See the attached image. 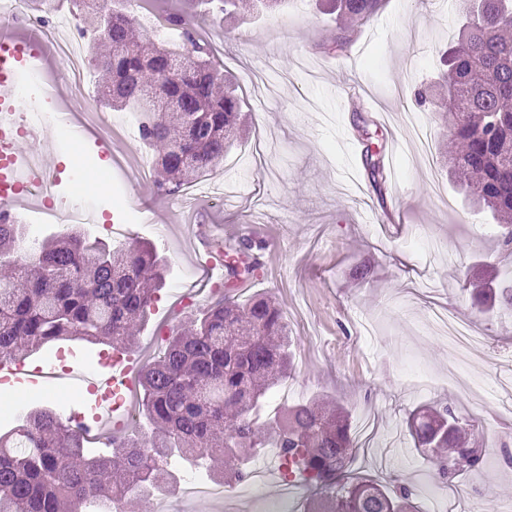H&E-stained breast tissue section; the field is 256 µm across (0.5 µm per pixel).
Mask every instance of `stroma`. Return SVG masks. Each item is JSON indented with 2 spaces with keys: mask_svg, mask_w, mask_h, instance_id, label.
Returning a JSON list of instances; mask_svg holds the SVG:
<instances>
[{
  "mask_svg": "<svg viewBox=\"0 0 512 512\" xmlns=\"http://www.w3.org/2000/svg\"><path fill=\"white\" fill-rule=\"evenodd\" d=\"M143 6L198 19L243 90V144L198 183L195 218L215 231L243 225L246 237L266 242L263 275L238 298L263 293L284 312L294 352L292 402L320 394L343 400L356 443L352 468L379 480L428 468L408 415L451 403L480 421L489 453L459 478L472 502L444 487L446 512H471L475 502L491 510L512 505V465L504 460L512 452V312L479 313L471 286L477 276L493 288L511 283L512 265L501 260L490 214L472 211L452 188L441 164L447 139L434 114L421 113L430 130L427 156L413 152L407 124L418 111L413 86L439 67V46L452 36V0H387L340 57L328 50L332 21L309 5L276 22L234 26L212 16L205 0ZM362 99L372 105L365 117L373 143L385 152L392 140L403 144L380 192L367 180L361 149L345 140L356 130L352 104ZM97 137L89 128L63 144L46 128L19 145L70 170L99 151ZM219 190L220 207L208 199ZM125 240L151 242L170 265L151 320L134 335L143 364L218 294L206 291L180 306V294L199 276L183 227L160 234L133 218ZM364 264L371 271L358 276ZM285 487L247 482L226 503L204 496L186 502L173 493L159 506L133 502L128 512H259L254 496L275 502Z\"/></svg>",
  "mask_w": 512,
  "mask_h": 512,
  "instance_id": "stroma-1",
  "label": "stroma"
}]
</instances>
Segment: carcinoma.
<instances>
[{
    "mask_svg": "<svg viewBox=\"0 0 512 512\" xmlns=\"http://www.w3.org/2000/svg\"><path fill=\"white\" fill-rule=\"evenodd\" d=\"M232 19L242 10L273 17L292 0H207ZM386 0H316L335 16L333 47L343 52ZM133 0H73L87 54L108 75L109 108L139 116L141 143L158 151L156 195H179L224 160L238 141L237 89L214 62L198 23L179 13L160 26L169 43L143 32ZM461 22L448 45L446 70L413 90L420 108L449 128L450 173L497 221L500 243L512 244V0H456ZM370 184L383 190L382 150L366 148ZM27 225L0 218V358H24L61 341L131 345L165 283L166 265L149 242L111 246L77 229L26 244ZM262 241L242 239L224 255V294L172 336L141 370L139 420L112 451L89 449L81 431L49 407L18 415L0 431V512H126L128 503L171 492L181 466L202 468L228 488L252 477L268 448L282 477L317 493L304 512H418L415 485L395 490L353 473L349 414L337 402L284 406L274 425L258 415L267 396L294 369L288 325L268 297L246 303L238 285L262 270ZM414 446L426 453L442 485L479 468L483 443L446 401L414 409Z\"/></svg>",
    "mask_w": 512,
    "mask_h": 512,
    "instance_id": "carcinoma-1",
    "label": "carcinoma"
}]
</instances>
